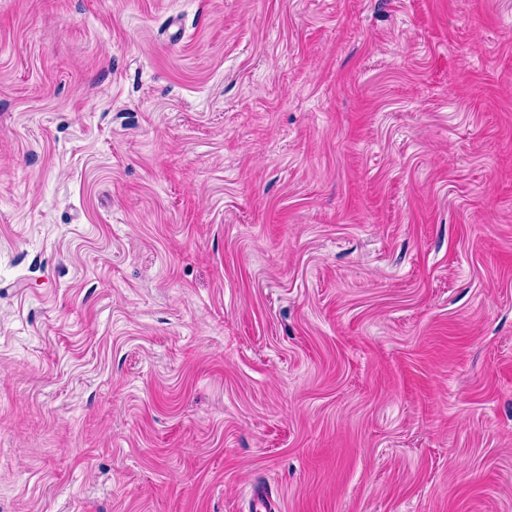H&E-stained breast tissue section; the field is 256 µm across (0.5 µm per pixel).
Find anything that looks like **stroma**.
<instances>
[{"label": "stroma", "mask_w": 512, "mask_h": 512, "mask_svg": "<svg viewBox=\"0 0 512 512\" xmlns=\"http://www.w3.org/2000/svg\"><path fill=\"white\" fill-rule=\"evenodd\" d=\"M512 512V0H0V512Z\"/></svg>", "instance_id": "35a3bbf8"}]
</instances>
